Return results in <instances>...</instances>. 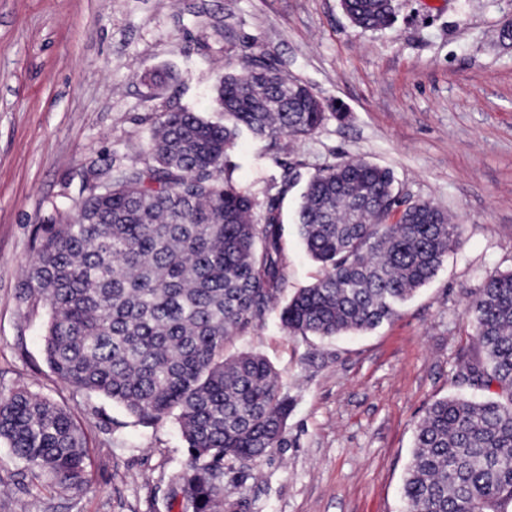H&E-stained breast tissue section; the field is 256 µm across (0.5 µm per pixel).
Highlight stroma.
Here are the masks:
<instances>
[{"instance_id": "stroma-1", "label": "stroma", "mask_w": 512, "mask_h": 512, "mask_svg": "<svg viewBox=\"0 0 512 512\" xmlns=\"http://www.w3.org/2000/svg\"><path fill=\"white\" fill-rule=\"evenodd\" d=\"M394 23L356 28L339 0H0V391L26 388L70 411L89 482L64 491L33 477L0 442V512H182L186 459L174 418L152 426L76 389L44 354L48 310L21 298L37 229L73 215L90 169L143 163L158 113L213 118L212 88L261 53L347 115L313 136L244 140L232 181L258 204L281 200L284 298L317 278L296 234L299 183L363 158L395 188L432 202L460 237L436 276L374 330L288 334L279 309L231 337L274 367L294 400L285 446L224 472L237 512H408L403 485L430 404L484 394L458 385L477 352L470 306L488 276L512 271V0H393ZM174 79L147 85L146 71ZM294 171L298 185L286 188Z\"/></svg>"}]
</instances>
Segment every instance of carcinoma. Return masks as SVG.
I'll use <instances>...</instances> for the list:
<instances>
[{
	"mask_svg": "<svg viewBox=\"0 0 512 512\" xmlns=\"http://www.w3.org/2000/svg\"><path fill=\"white\" fill-rule=\"evenodd\" d=\"M351 23L389 27L391 0H340ZM210 121L183 108L156 117L143 164L92 173L64 224H42L23 300L49 309L44 351L66 383L123 404L143 424L175 416L187 461L175 496L184 512H235L225 463L248 468L284 443L292 402L273 366L224 344L262 323L283 291L279 198L257 201L220 179L239 137H309L342 112L260 55L214 88ZM295 226L319 277L280 314L293 335L373 330L428 283L458 243L459 225L395 190L393 172L362 159L316 170ZM484 353L460 384L494 391L432 403L416 427L404 482L410 512H512V272L472 301ZM55 487L88 484V454L70 413L25 388L0 392V442Z\"/></svg>",
	"mask_w": 512,
	"mask_h": 512,
	"instance_id": "1",
	"label": "carcinoma"
}]
</instances>
